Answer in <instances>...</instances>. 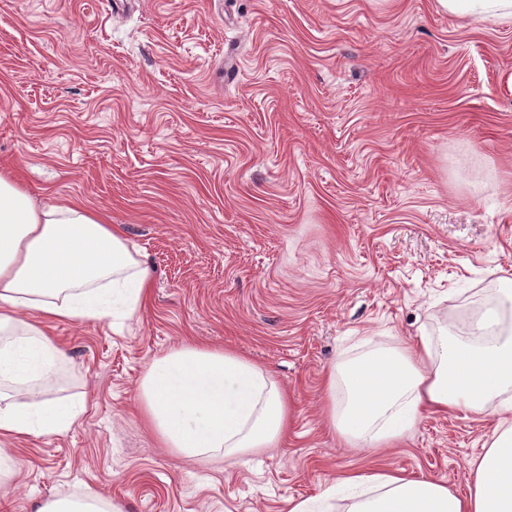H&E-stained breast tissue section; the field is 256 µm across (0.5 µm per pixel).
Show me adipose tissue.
<instances>
[{"label":"adipose tissue","instance_id":"adipose-tissue-1","mask_svg":"<svg viewBox=\"0 0 512 512\" xmlns=\"http://www.w3.org/2000/svg\"><path fill=\"white\" fill-rule=\"evenodd\" d=\"M460 19H512V0H436ZM151 269L122 231L76 202L37 200L0 172V500L16 460L7 445L67 433L83 400L50 385L69 359L51 329L62 323L116 328L146 308ZM475 339L420 334L392 349L338 360L328 371L329 420L347 441L382 448L405 438L427 411L497 416L494 436L470 465L466 495L399 471L348 472L319 499L288 512H512V279ZM142 418L161 447L187 459L242 458L273 448L288 432L287 392L236 351L185 341L154 359L138 389Z\"/></svg>","mask_w":512,"mask_h":512}]
</instances>
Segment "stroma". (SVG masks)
I'll list each match as a JSON object with an SVG mask.
<instances>
[{"mask_svg":"<svg viewBox=\"0 0 512 512\" xmlns=\"http://www.w3.org/2000/svg\"><path fill=\"white\" fill-rule=\"evenodd\" d=\"M0 171L98 210L155 277L123 333L56 327L53 390L85 412L15 443L9 512L87 489L122 512H287L372 469L467 493L495 415L427 414L395 447L355 448L324 376L467 335L462 314L512 273V21L436 0H0ZM185 340L269 370L287 439L235 464L159 447L138 387Z\"/></svg>","mask_w":512,"mask_h":512,"instance_id":"1","label":"stroma"}]
</instances>
